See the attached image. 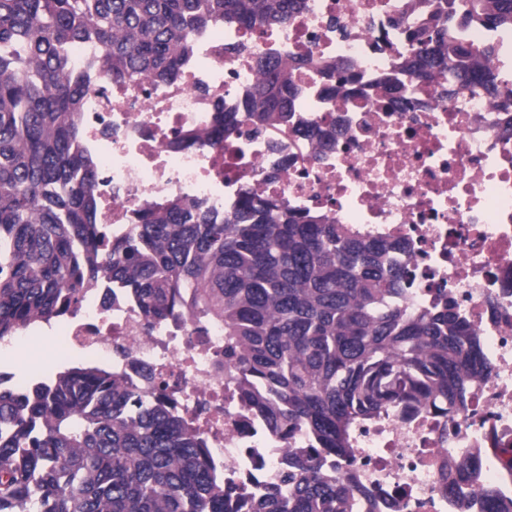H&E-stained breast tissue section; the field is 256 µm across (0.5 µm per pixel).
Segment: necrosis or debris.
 Wrapping results in <instances>:
<instances>
[{
	"instance_id": "obj_1",
	"label": "necrosis or debris",
	"mask_w": 512,
	"mask_h": 512,
	"mask_svg": "<svg viewBox=\"0 0 512 512\" xmlns=\"http://www.w3.org/2000/svg\"><path fill=\"white\" fill-rule=\"evenodd\" d=\"M274 27L224 22L195 33L178 79L103 87L88 77L84 146L98 160L99 221L128 236L144 205L177 195L225 214L244 189L321 211L341 224L398 238L396 260L419 286L408 308L440 292L482 340L484 375L466 411L429 415L391 408L357 432L352 460L328 462L361 495L359 512H485L486 490L512 500V113L498 95L465 86L446 93L419 75L417 41L432 30L466 49L491 46L490 65L512 89V31L466 22L462 0H306ZM274 57L294 70L288 123L254 131L238 109ZM234 121L221 145L206 134L218 110ZM63 338L67 357L109 363L153 394L172 399L211 439L224 482L257 496L278 485L288 443L244 411L224 383L221 331L198 335L192 320L146 321L123 289H86L58 328L0 341V383L34 344ZM455 479L453 494L443 485Z\"/></svg>"
}]
</instances>
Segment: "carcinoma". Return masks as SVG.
Returning <instances> with one entry per match:
<instances>
[{"instance_id": "1", "label": "carcinoma", "mask_w": 512, "mask_h": 512, "mask_svg": "<svg viewBox=\"0 0 512 512\" xmlns=\"http://www.w3.org/2000/svg\"><path fill=\"white\" fill-rule=\"evenodd\" d=\"M304 0H0V339L76 310L101 278L148 319L183 315L221 329L224 378L288 446L282 485L224 489L208 441L175 406L144 400L112 366L64 365L22 396L0 391V512H357L321 456L355 454L354 434L397 401L456 404L484 372L480 344L448 296L406 302L416 274L402 243L249 189L221 215L172 197L148 205L125 240L99 222L96 158L81 143L95 48L107 80L171 81L196 30L231 19L277 26ZM468 19L512 31V0H469ZM456 91L489 85L466 50L426 56ZM245 102L255 130L288 122L293 77L271 60Z\"/></svg>"}]
</instances>
